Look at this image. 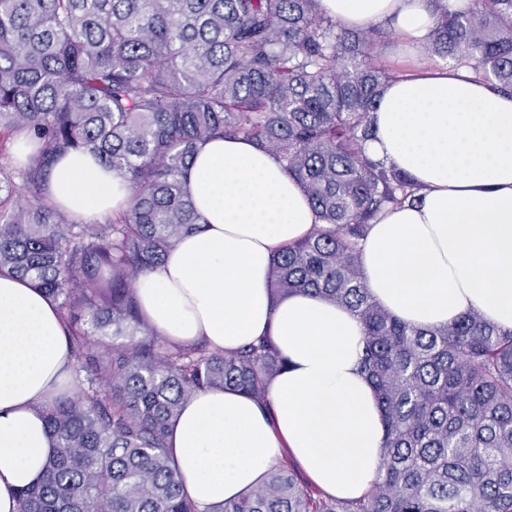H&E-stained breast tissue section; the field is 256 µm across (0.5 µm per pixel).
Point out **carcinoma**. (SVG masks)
I'll return each mask as SVG.
<instances>
[{"label":"carcinoma","mask_w":512,"mask_h":512,"mask_svg":"<svg viewBox=\"0 0 512 512\" xmlns=\"http://www.w3.org/2000/svg\"><path fill=\"white\" fill-rule=\"evenodd\" d=\"M383 26L360 32L320 0H0V274L29 280L68 330L72 382L45 406L55 441L18 512H512V330L477 313L411 326L376 303L360 241L385 210L419 199L372 160V113L396 73L374 62ZM422 51L512 93V0L436 17ZM239 137L271 151L322 225L273 259L274 296L308 292L364 327L361 370L385 440L369 492L334 498L282 466L205 510L182 492L167 434L207 388L267 402L286 360L269 339L226 354L169 344L133 284L201 229L185 184L200 145ZM88 152L128 206L79 222L47 194L53 164Z\"/></svg>","instance_id":"1"}]
</instances>
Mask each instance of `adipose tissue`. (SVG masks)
<instances>
[{
    "label": "adipose tissue",
    "mask_w": 512,
    "mask_h": 512,
    "mask_svg": "<svg viewBox=\"0 0 512 512\" xmlns=\"http://www.w3.org/2000/svg\"><path fill=\"white\" fill-rule=\"evenodd\" d=\"M455 4L321 0L346 28L384 23L410 47ZM373 117L367 154L422 186L418 202L367 230L362 274L373 299L417 326L476 310L512 329V95L467 67L424 66L391 81ZM186 189L203 229L140 276L145 320L171 344L225 353L267 337L287 366L266 403L229 389L185 403L167 436L184 493L202 508L238 498L287 452L323 492L363 496L385 438L360 369L363 325L315 295L269 290L274 256L319 225L308 197L275 155L242 138L200 146ZM49 193L89 219L125 204L129 189L92 155L71 153L53 169ZM68 347L56 303L27 280L0 275V512H18L19 491L41 480L54 453L42 410L68 380Z\"/></svg>",
    "instance_id": "obj_1"
}]
</instances>
